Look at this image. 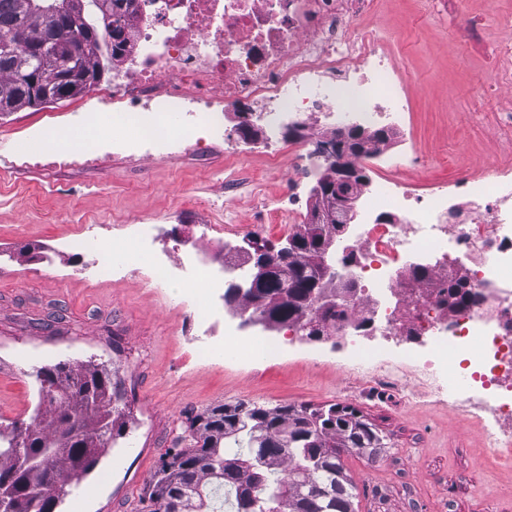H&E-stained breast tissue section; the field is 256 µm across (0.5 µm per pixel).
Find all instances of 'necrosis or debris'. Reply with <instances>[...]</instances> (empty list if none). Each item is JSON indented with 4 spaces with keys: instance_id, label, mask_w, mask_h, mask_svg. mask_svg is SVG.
<instances>
[{
    "instance_id": "4bbe7bcc",
    "label": "necrosis or debris",
    "mask_w": 512,
    "mask_h": 512,
    "mask_svg": "<svg viewBox=\"0 0 512 512\" xmlns=\"http://www.w3.org/2000/svg\"><path fill=\"white\" fill-rule=\"evenodd\" d=\"M364 0H133L131 37L109 85L93 90L110 105L90 126L104 137L123 131L119 147L164 152L189 139L225 141L226 160L243 151L227 142L225 117L251 107L266 129L268 167L310 174L315 151H285L279 131L307 125L310 137L356 122L404 130L406 78L378 36L357 20ZM387 172L369 189L354 237L357 263L343 280L357 284L336 332L367 383L401 388L411 363L431 392L483 412L491 448L512 451V164L493 159L478 173L413 188L417 152L384 155ZM404 213L387 224L382 210ZM435 264L429 286H407L415 263ZM461 275L476 303L439 302ZM422 329V350L400 364H374L364 331L388 339Z\"/></svg>"
}]
</instances>
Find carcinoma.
Instances as JSON below:
<instances>
[{
	"label": "carcinoma",
	"instance_id": "carcinoma-1",
	"mask_svg": "<svg viewBox=\"0 0 512 512\" xmlns=\"http://www.w3.org/2000/svg\"><path fill=\"white\" fill-rule=\"evenodd\" d=\"M88 22L92 44L80 66L98 79L105 71L102 58H112V50L99 34L103 16H91ZM17 26L26 28L29 41L12 56H0V87L11 91L14 110L32 107L40 92L60 101L70 98L55 71H40L35 86L31 75L17 66L34 44L52 39L55 53L64 57L67 42L54 37L44 12L31 0H0V30ZM325 234L323 224L299 225L288 237L300 246L296 265L285 275H271L262 286L269 308L252 306L247 293L234 298L235 306L296 328L304 318L336 321L342 312L303 304L320 288L315 252ZM56 385L52 402L39 401L29 445L18 443L15 424L0 425V484H7L11 512H52L65 489L99 463L105 452L102 441L122 435L130 420V407L124 396H114L112 373L102 364L68 365ZM353 415L335 404L269 408L245 402L190 412L139 512H203L209 502L210 512H356L341 455L351 448H379L383 437L376 430L370 435L346 428L345 417Z\"/></svg>",
	"mask_w": 512,
	"mask_h": 512
}]
</instances>
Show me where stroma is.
Listing matches in <instances>:
<instances>
[{"instance_id": "35a3bbf8", "label": "stroma", "mask_w": 512, "mask_h": 512, "mask_svg": "<svg viewBox=\"0 0 512 512\" xmlns=\"http://www.w3.org/2000/svg\"><path fill=\"white\" fill-rule=\"evenodd\" d=\"M360 21L375 30L406 73L410 110L405 133L422 157L425 181L477 168L486 157L512 161V136L501 131L500 105L512 89V0H370ZM90 99L0 115V423L31 422L36 372L59 362L95 359L115 369L132 419L94 471L71 487L60 512H134L185 415L218 403L356 409L384 436L376 458L342 456L355 486L358 512H512V460L487 445L475 415L424 393L410 398L364 381L339 337L298 340L273 329L285 353L277 359L203 360L205 341L223 345L226 326H239L224 301L203 330L195 303L205 292L188 284L181 297L152 275L159 257L195 254L224 268V237L215 222L242 238L285 242L281 225L264 223L262 207L313 206L310 189L289 196L287 169L263 173L252 147L241 176L259 180L258 194L224 192L230 172L220 143H186L158 156L92 144L75 151L45 145L53 130L79 138ZM150 222V254L111 278L89 275V254L70 239L94 225L102 242L131 247L132 225ZM42 259L25 261L23 247ZM61 318L54 333L38 320Z\"/></svg>"}]
</instances>
